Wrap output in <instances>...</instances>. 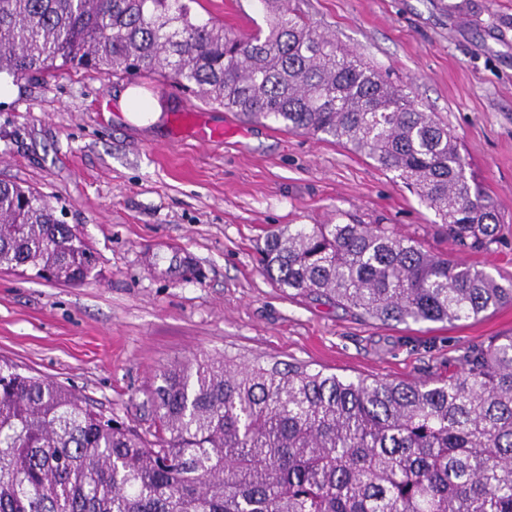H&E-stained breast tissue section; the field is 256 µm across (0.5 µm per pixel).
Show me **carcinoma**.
<instances>
[{"mask_svg":"<svg viewBox=\"0 0 512 512\" xmlns=\"http://www.w3.org/2000/svg\"><path fill=\"white\" fill-rule=\"evenodd\" d=\"M242 38L185 0H0V73L159 76L250 121L332 139L395 172L460 253L499 240L457 137L286 0ZM264 271L383 324L512 304L506 284L392 224H288ZM95 256L43 195L0 182V267L87 278ZM142 432L0 364V512H512V336L433 380L343 378L260 358L171 365Z\"/></svg>","mask_w":512,"mask_h":512,"instance_id":"cac0c4a2","label":"carcinoma"}]
</instances>
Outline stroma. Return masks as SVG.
Listing matches in <instances>:
<instances>
[{
    "mask_svg": "<svg viewBox=\"0 0 512 512\" xmlns=\"http://www.w3.org/2000/svg\"><path fill=\"white\" fill-rule=\"evenodd\" d=\"M458 135L468 175L493 199L499 242L467 255L512 280V0H290ZM264 25L259 0H192ZM151 106L127 112L125 89ZM231 124L229 141L175 129L174 112ZM46 197L97 258L68 285L0 270V360L47 376L147 428V392L196 355L257 357L348 378L423 380L468 349L512 336V305L467 321L381 324L291 298L263 272L266 231L286 224H393L438 253L454 247L395 173L319 137L251 122L150 77L64 70L19 81L0 103V181ZM178 245L200 270L154 264Z\"/></svg>",
    "mask_w": 512,
    "mask_h": 512,
    "instance_id": "stroma-1",
    "label": "stroma"
}]
</instances>
